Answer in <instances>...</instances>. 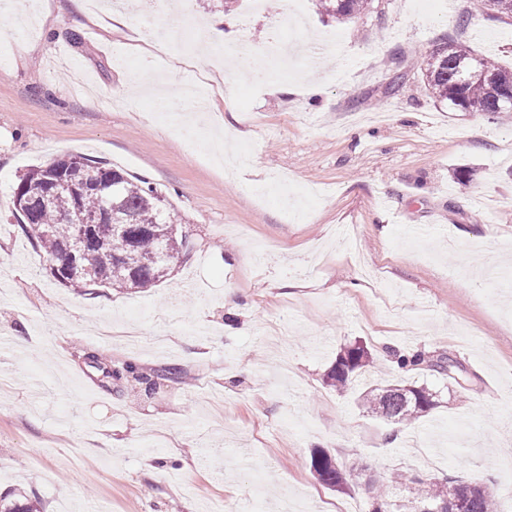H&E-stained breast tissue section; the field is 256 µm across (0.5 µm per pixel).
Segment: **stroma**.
<instances>
[{
    "label": "stroma",
    "mask_w": 512,
    "mask_h": 512,
    "mask_svg": "<svg viewBox=\"0 0 512 512\" xmlns=\"http://www.w3.org/2000/svg\"><path fill=\"white\" fill-rule=\"evenodd\" d=\"M187 3L189 21L166 0L146 12L117 0L105 11L126 23L108 33L75 23L70 0H15L38 17L0 40V493L37 494L42 512H371L369 481L404 469L484 483L512 512V270L480 274L512 247V112L449 111L419 70L458 43L511 68L512 18L472 0H373L339 21L300 0L301 61L276 73L282 94L199 43L228 25L237 44L265 43L285 0ZM166 25L184 34L181 80L215 88L204 118L155 111L128 87L142 62L133 32ZM227 124L231 177L209 156ZM67 154L149 180L178 212L191 251L158 287L51 277L12 188ZM356 340L377 367L340 394L325 376ZM394 349L456 370L402 371ZM94 351L182 377L150 392L111 384ZM392 385L438 404L411 426L363 412V391ZM316 449L351 467L346 490L317 482Z\"/></svg>",
    "instance_id": "obj_1"
}]
</instances>
